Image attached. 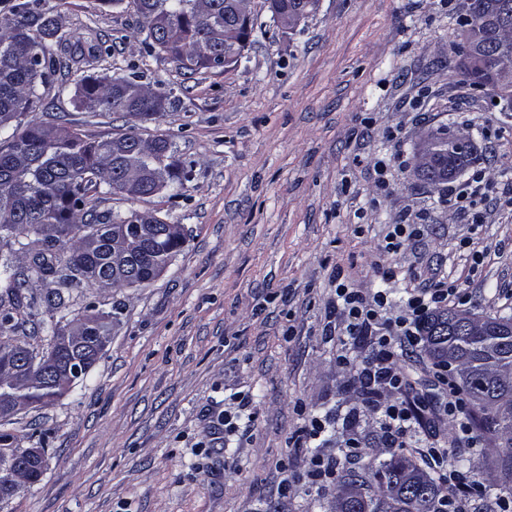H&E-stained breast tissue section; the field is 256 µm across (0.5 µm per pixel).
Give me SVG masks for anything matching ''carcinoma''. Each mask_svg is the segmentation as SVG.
<instances>
[{
    "label": "carcinoma",
    "instance_id": "cac0c4a2",
    "mask_svg": "<svg viewBox=\"0 0 512 512\" xmlns=\"http://www.w3.org/2000/svg\"><path fill=\"white\" fill-rule=\"evenodd\" d=\"M45 0H4L11 19L0 26V369L6 353L22 347L29 370L0 372V405L46 404L60 396L56 381L35 372L41 365L25 342L13 339L31 325L56 337L69 335L72 359L97 353L101 339L111 334L112 318L121 314L115 303L109 312L99 311L95 320L86 316L67 323L56 314L67 307L61 293L44 303L29 294L33 279H51L63 288H145L154 281L156 266L172 260L185 242L183 229L177 236H159L164 218L156 214L99 210L91 192L118 189L125 180H136L138 199L153 197L186 177V168L174 160L173 144L166 138H134L126 147L112 139H94L66 129L57 131L20 116L37 111L43 100L41 89L63 68L61 54L79 62L94 57L102 47L84 49L75 33L61 32ZM227 0H129V5L147 29L146 44L167 56L179 70L196 73L208 68V56L224 53V35L238 29L244 50L253 23L237 18ZM494 62L472 71L460 64L464 81L477 86L487 79ZM133 78L112 81L91 77L76 92L79 109L88 113L122 112L141 122L155 119L164 109L167 94L151 89ZM142 220L141 232L122 245L112 238V226ZM69 247L62 262L59 251ZM447 317L432 314L423 326L425 349L436 365L447 358L461 362L457 371L462 390L473 400L477 391L495 381L494 397L471 407L468 422L493 442L501 430L512 432V336H497L481 330L467 336L429 333ZM493 478L485 496L499 500L512 494V444L494 452ZM41 474L31 468L6 472L0 463V486L32 485ZM348 486L359 485L366 512H442L447 495L412 458L394 454L390 459L369 461L363 470H349L340 476Z\"/></svg>",
    "mask_w": 512,
    "mask_h": 512
}]
</instances>
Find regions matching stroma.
<instances>
[{
  "mask_svg": "<svg viewBox=\"0 0 512 512\" xmlns=\"http://www.w3.org/2000/svg\"><path fill=\"white\" fill-rule=\"evenodd\" d=\"M47 3L105 51L58 73L34 119L97 139L168 138L182 186L139 200L114 190L99 207L158 214L187 238L148 287L70 289L66 319L119 301L121 323L84 381L8 424L47 464L0 512H332L336 485L307 478L312 461L341 474L390 458L395 441L420 463L445 449L431 475L486 486L489 440L457 436L432 360L394 328L441 278L468 310L512 316V112L462 80L454 32L468 0H320L289 31L251 0L242 59L191 75L149 51L127 0ZM134 71L172 90L155 120L75 106L85 78ZM442 126L475 142L472 170L490 186L481 223L414 171L421 135ZM398 224L418 232L390 253ZM342 284L385 295L379 331L426 400L396 438L382 407L400 394L375 406L359 391L372 339L349 334Z\"/></svg>",
  "mask_w": 512,
  "mask_h": 512,
  "instance_id": "obj_1",
  "label": "stroma"
}]
</instances>
